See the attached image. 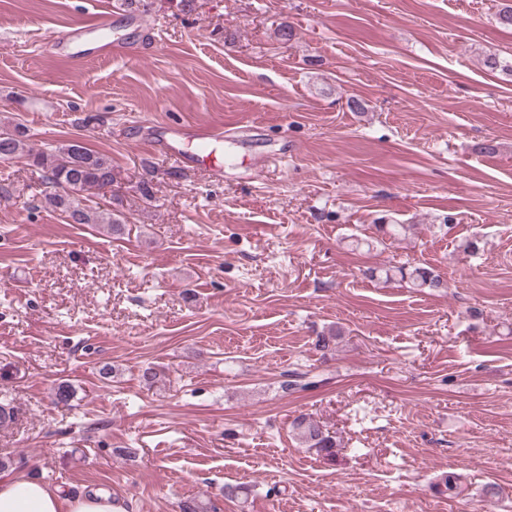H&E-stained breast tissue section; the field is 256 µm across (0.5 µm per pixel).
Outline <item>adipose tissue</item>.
<instances>
[{
  "label": "adipose tissue",
  "instance_id": "obj_1",
  "mask_svg": "<svg viewBox=\"0 0 512 512\" xmlns=\"http://www.w3.org/2000/svg\"><path fill=\"white\" fill-rule=\"evenodd\" d=\"M0 512H120L106 493L68 494L22 475H0Z\"/></svg>",
  "mask_w": 512,
  "mask_h": 512
}]
</instances>
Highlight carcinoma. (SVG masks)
Here are the masks:
<instances>
[{
  "label": "carcinoma",
  "instance_id": "carcinoma-1",
  "mask_svg": "<svg viewBox=\"0 0 512 512\" xmlns=\"http://www.w3.org/2000/svg\"><path fill=\"white\" fill-rule=\"evenodd\" d=\"M21 157L27 158L32 166L43 172L45 189L42 196L45 205L65 213L76 224L119 225V219L112 217V214L92 209L82 201L84 192L102 190L110 184L112 162L108 157L72 141L59 147L35 151L28 147L21 126H1L0 159ZM394 271L419 290L447 287L443 277L430 268L402 265L392 271L384 270L385 278H391ZM292 429L303 447L314 448L329 457L335 455L336 437L311 417L297 416L292 422Z\"/></svg>",
  "mask_w": 512,
  "mask_h": 512
}]
</instances>
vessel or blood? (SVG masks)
Masks as SVG:
<instances>
[{"instance_id": "1", "label": "vessel or blood", "mask_w": 512, "mask_h": 512, "mask_svg": "<svg viewBox=\"0 0 512 512\" xmlns=\"http://www.w3.org/2000/svg\"><path fill=\"white\" fill-rule=\"evenodd\" d=\"M111 31L112 15L104 12L83 25L68 24L53 30L48 37L46 50L49 54L79 61L99 52L111 51ZM170 134V142L163 145L166 153L186 160L208 177H222L223 167L218 164L217 157L209 145H201L189 153L181 145V131L174 127L171 128Z\"/></svg>"}]
</instances>
